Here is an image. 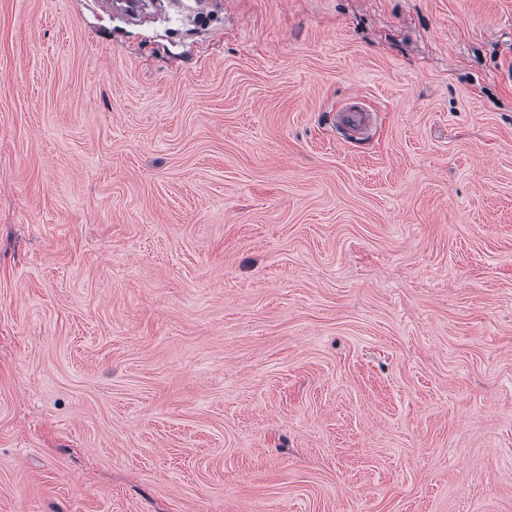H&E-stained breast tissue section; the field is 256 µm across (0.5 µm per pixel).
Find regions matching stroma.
I'll return each mask as SVG.
<instances>
[{
	"instance_id": "obj_1",
	"label": "stroma",
	"mask_w": 512,
	"mask_h": 512,
	"mask_svg": "<svg viewBox=\"0 0 512 512\" xmlns=\"http://www.w3.org/2000/svg\"><path fill=\"white\" fill-rule=\"evenodd\" d=\"M0 512H512V0H0Z\"/></svg>"
}]
</instances>
